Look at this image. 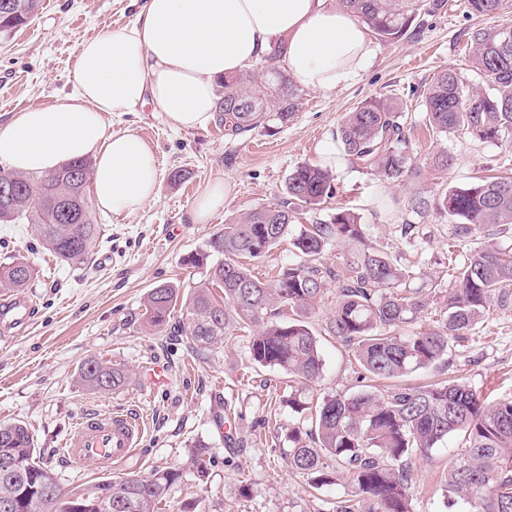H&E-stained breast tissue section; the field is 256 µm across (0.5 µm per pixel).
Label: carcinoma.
<instances>
[{
    "label": "carcinoma",
    "instance_id": "obj_1",
    "mask_svg": "<svg viewBox=\"0 0 512 512\" xmlns=\"http://www.w3.org/2000/svg\"><path fill=\"white\" fill-rule=\"evenodd\" d=\"M357 14L382 41L401 38L421 11L437 12L445 0H336ZM40 0H0V38L9 37L37 13ZM470 13L498 18L512 0H467ZM469 67L484 78L486 89L465 87L454 69L439 73L424 92L425 122L433 134L465 132L483 140L512 139V23L477 28L470 36ZM274 48L258 72L226 77L217 94L215 122L230 135L241 136L275 122H292L299 103L296 83L269 66L281 57ZM403 103L392 98L364 101L347 113L339 140L348 160L384 182L417 185L411 211L448 218L456 243L475 240L464 261L448 251V276L455 287L445 295L442 328L411 331L428 311L429 297L409 287L422 276L417 265L367 243L359 214L338 207L327 222L303 223L306 215L336 194L326 167L302 164L286 181L277 202L253 208L224 224V232L207 248L184 258L190 268L205 270V279L185 299L178 289L161 283L145 297L150 330L167 329L175 312L188 346L205 353L240 331L248 334L253 363L275 367L295 383L288 407L306 416L307 425L288 434L290 467L310 477L320 489L353 476L355 494L336 501L335 512H412L414 462L449 437L462 440L461 452L448 466L441 487L448 500L457 498L469 512H512V399L489 401L456 381L379 390L372 382L398 379L430 367L448 356L451 343L473 329L491 306L512 302V247L497 239L512 237V177L488 176L469 185L422 196L421 169L408 150ZM92 161L78 159L63 169L37 175L0 169V183L21 190L0 197V222L34 227L43 248L69 265L88 262L101 227L88 201ZM70 207L72 219H62ZM293 257L276 275L262 280L249 261L267 256L282 243ZM346 246L342 262H323L333 245ZM220 256L217 261L211 260ZM34 274L24 261L0 269V289L20 292ZM335 302L327 330L361 368L360 389L336 392L318 400L310 395L323 369L317 337L309 318L326 300ZM125 367L98 359L85 361L79 381L90 390L111 391L129 383ZM14 461L0 470V503L16 498L13 512H114L110 496L97 495L106 481L59 492L48 503L44 489L58 485L52 469L40 461L32 433L21 423L0 425V458ZM182 479L175 468L112 482L121 496V512H160L171 486Z\"/></svg>",
    "mask_w": 512,
    "mask_h": 512
}]
</instances>
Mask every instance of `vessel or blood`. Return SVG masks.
Wrapping results in <instances>:
<instances>
[{"label":"vessel or blood","mask_w":512,"mask_h":512,"mask_svg":"<svg viewBox=\"0 0 512 512\" xmlns=\"http://www.w3.org/2000/svg\"><path fill=\"white\" fill-rule=\"evenodd\" d=\"M35 316L32 302L19 297L0 298V326L7 329L28 327ZM142 427L138 416L116 411L84 417L64 455L72 464L93 462L103 469L131 456L138 448Z\"/></svg>","instance_id":"1"}]
</instances>
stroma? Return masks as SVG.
<instances>
[{"label": "stroma", "mask_w": 512, "mask_h": 512, "mask_svg": "<svg viewBox=\"0 0 512 512\" xmlns=\"http://www.w3.org/2000/svg\"><path fill=\"white\" fill-rule=\"evenodd\" d=\"M139 6V0H43L32 22L0 39V125L13 112L71 92L81 43L129 27ZM487 24L469 14L465 0H448L443 10L417 16L399 40H374L375 56L355 83L329 96L301 88L294 121L242 137L226 136L213 123L197 131L173 129L151 105L107 116L113 131L136 133L152 147L160 177L155 197L134 212L96 210L101 235L86 265L57 261L41 247L31 225L0 223V267L18 259L32 265L34 277L23 295L36 305L26 333L0 329V423L28 425L41 460L63 490L172 467L183 477L171 488L163 512H333L337 498L353 494L351 478L316 490L306 475L289 468L288 431L300 416L288 406L287 375L253 364L248 341L238 333L207 357L195 356L181 337L144 327V298L164 282L180 294L191 293L203 275L186 267L185 257L205 249L239 214L275 202L297 166L322 164L323 148L337 144L345 114L369 98L403 101L423 186L446 188L488 174L512 175V142L467 133L436 140L425 129L423 93L439 72L453 68L465 84L482 85L464 54L472 31ZM441 152L454 160L444 172L432 165ZM180 169L186 179L171 181V172ZM332 172L337 193L314 211V219H328L342 205L352 207L370 244L399 252L407 262L421 261L427 274L452 287L444 274L451 224L431 217L416 224L410 238L396 231L413 217L408 206L413 185L380 181L341 152ZM217 180L227 189L223 206L207 223H194L197 195ZM330 314L325 305L310 319L323 360L312 387L319 398L359 388L357 365L326 330ZM90 358L126 366L129 384L105 392L83 387L78 372ZM157 364L165 367L168 381L154 387L146 376ZM451 377L492 399L512 395V306L496 308L468 331L446 362L404 381ZM117 408L135 409L148 424L136 455L108 472L93 464H67L61 448L76 421ZM228 415L237 437L230 447L222 430ZM460 446L452 437L419 458L413 512H466L464 501L446 503L439 485ZM198 459L207 472L202 481L194 465Z\"/></svg>", "instance_id": "1"}]
</instances>
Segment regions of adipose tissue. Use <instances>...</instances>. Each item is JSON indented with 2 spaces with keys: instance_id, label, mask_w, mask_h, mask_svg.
Here are the masks:
<instances>
[{
  "instance_id": "obj_1",
  "label": "adipose tissue",
  "mask_w": 512,
  "mask_h": 512,
  "mask_svg": "<svg viewBox=\"0 0 512 512\" xmlns=\"http://www.w3.org/2000/svg\"><path fill=\"white\" fill-rule=\"evenodd\" d=\"M280 44L283 69L326 95L358 79L373 53L367 27L327 0H143L128 29L82 43L71 94L0 126V166L44 175L91 158L98 207L134 211L156 194L158 162L106 115L151 104L176 128H206L220 81Z\"/></svg>"
}]
</instances>
